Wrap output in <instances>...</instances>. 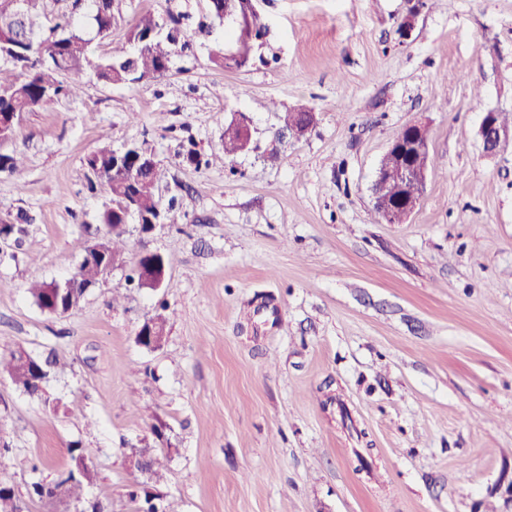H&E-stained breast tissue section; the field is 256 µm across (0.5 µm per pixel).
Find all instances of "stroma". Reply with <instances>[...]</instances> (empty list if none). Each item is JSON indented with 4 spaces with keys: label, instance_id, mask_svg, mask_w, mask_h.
Returning <instances> with one entry per match:
<instances>
[{
    "label": "stroma",
    "instance_id": "35a3bbf8",
    "mask_svg": "<svg viewBox=\"0 0 512 512\" xmlns=\"http://www.w3.org/2000/svg\"><path fill=\"white\" fill-rule=\"evenodd\" d=\"M268 35L253 63L216 66L224 35L199 29L207 0H119L96 53L132 52L130 23L183 13L190 52L156 80L115 86L65 74L78 96L27 112L0 153V355L65 365L41 395L0 379V481L26 512L80 447L90 500L135 512L130 449L157 448L179 512H504L512 481V144L484 156L483 112H512V0H260ZM412 19L409 38L401 24ZM315 112L301 139L283 112ZM244 113L256 147L209 168L171 158L194 141L223 151ZM428 131L433 166L416 210L380 218L371 185L407 124ZM147 143L157 192L182 219L141 233L73 312L27 291L79 263L107 193L85 159L103 143ZM164 255L159 289L135 279ZM160 348L136 334L156 309ZM163 438L152 433L154 421ZM366 468H359V459Z\"/></svg>",
    "mask_w": 512,
    "mask_h": 512
}]
</instances>
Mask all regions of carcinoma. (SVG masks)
I'll return each mask as SVG.
<instances>
[{
	"label": "carcinoma",
	"instance_id": "1",
	"mask_svg": "<svg viewBox=\"0 0 512 512\" xmlns=\"http://www.w3.org/2000/svg\"><path fill=\"white\" fill-rule=\"evenodd\" d=\"M87 3V23L76 21L69 14H61L48 26L47 0H23L24 20L22 34L30 42L25 43L14 31L13 23L6 14L8 0H0V115L20 117L25 112L47 111L66 96L77 93L78 86L59 79L63 72H79L90 66L96 77L111 85H130L166 75L174 56L189 47V41L181 36L179 18L171 15L165 21L152 13L138 16L128 31V39L136 45L129 55L92 60L94 39H105L112 32L116 0H73V8ZM229 0H210L208 17L211 25H224V9L232 8ZM149 150L144 143H133L126 151V162L112 166L114 149L108 143L86 157L85 165L91 174L90 184H99L110 194L111 206L100 216L103 224L99 242L111 255H123L130 250L121 214L124 207L134 203L146 215L162 213L166 224L179 223L180 215L175 199L162 202L156 193L157 179L154 173L136 165V149ZM251 151L247 136L224 138V155H204L190 147L176 153L180 163L197 168L208 167L216 161H225ZM0 172L19 177L23 172L22 160L14 155L0 154ZM106 275V267L98 262L89 267L81 266L74 271L72 286L46 301L48 283L34 282L28 287L30 296L38 307L51 314H65L79 307L85 297V286L96 283ZM27 354L15 350L9 357H0V376L8 377L16 389L34 396L44 383L39 381ZM73 466L63 471L52 484L35 482L29 497L53 498L54 489L66 486V496L84 507V487L92 483L94 471L81 452L71 448ZM148 466V484L157 489L163 480L162 463L154 448L138 449ZM0 512H19V500L14 489L0 483Z\"/></svg>",
	"mask_w": 512,
	"mask_h": 512
}]
</instances>
